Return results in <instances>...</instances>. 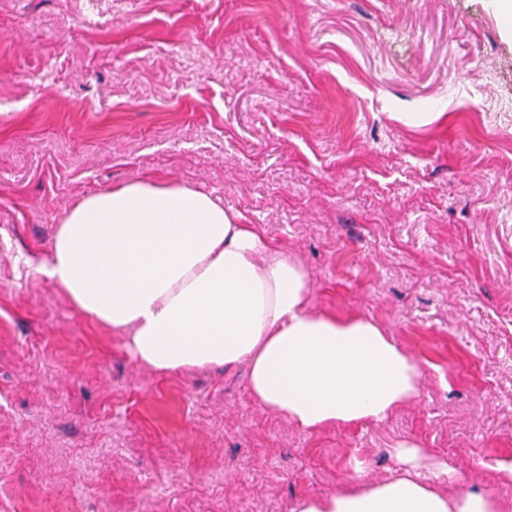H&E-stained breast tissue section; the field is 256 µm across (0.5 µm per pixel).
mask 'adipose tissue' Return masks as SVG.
Here are the masks:
<instances>
[{
	"mask_svg": "<svg viewBox=\"0 0 512 512\" xmlns=\"http://www.w3.org/2000/svg\"><path fill=\"white\" fill-rule=\"evenodd\" d=\"M38 273L72 308L123 337L161 373L247 366L262 407L311 432L387 418L420 395L422 369L374 320L316 312L305 267L209 195L146 179L71 206ZM401 474L353 478L293 512H512V504L422 480L447 461L401 445Z\"/></svg>",
	"mask_w": 512,
	"mask_h": 512,
	"instance_id": "obj_1",
	"label": "adipose tissue"
}]
</instances>
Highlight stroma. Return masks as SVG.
Listing matches in <instances>:
<instances>
[{
    "mask_svg": "<svg viewBox=\"0 0 512 512\" xmlns=\"http://www.w3.org/2000/svg\"><path fill=\"white\" fill-rule=\"evenodd\" d=\"M142 178L260 225L314 309L422 362L418 400L304 433L245 367L137 365L36 268L72 204ZM403 443L512 501L495 0H0V512H292L355 468L390 479Z\"/></svg>",
    "mask_w": 512,
    "mask_h": 512,
    "instance_id": "1",
    "label": "stroma"
}]
</instances>
